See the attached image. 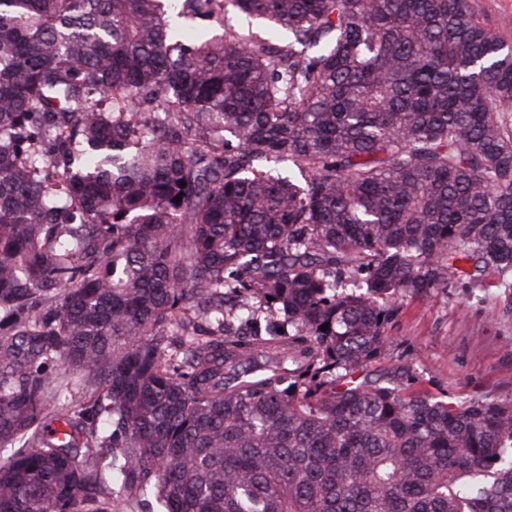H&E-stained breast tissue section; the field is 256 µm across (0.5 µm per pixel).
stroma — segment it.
I'll return each instance as SVG.
<instances>
[{
    "label": "stroma",
    "mask_w": 512,
    "mask_h": 512,
    "mask_svg": "<svg viewBox=\"0 0 512 512\" xmlns=\"http://www.w3.org/2000/svg\"><path fill=\"white\" fill-rule=\"evenodd\" d=\"M371 377L410 370L411 386L442 399L512 398V275L479 274L404 299Z\"/></svg>",
    "instance_id": "35a3bbf8"
}]
</instances>
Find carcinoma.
Instances as JSON below:
<instances>
[{"label": "carcinoma", "instance_id": "carcinoma-1", "mask_svg": "<svg viewBox=\"0 0 512 512\" xmlns=\"http://www.w3.org/2000/svg\"><path fill=\"white\" fill-rule=\"evenodd\" d=\"M228 1L264 28L183 42ZM487 269L512 45L471 0H0V512H512L511 398L363 374Z\"/></svg>", "mask_w": 512, "mask_h": 512}]
</instances>
